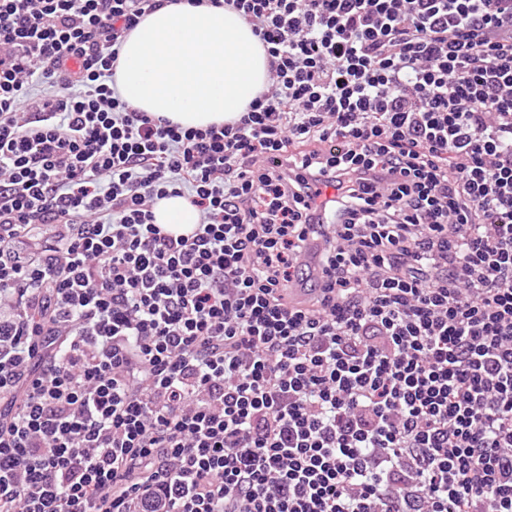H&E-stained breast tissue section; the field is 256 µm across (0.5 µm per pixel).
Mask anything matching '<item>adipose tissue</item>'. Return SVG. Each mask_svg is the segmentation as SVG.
I'll list each match as a JSON object with an SVG mask.
<instances>
[{"mask_svg": "<svg viewBox=\"0 0 512 512\" xmlns=\"http://www.w3.org/2000/svg\"><path fill=\"white\" fill-rule=\"evenodd\" d=\"M268 79L264 48L242 16L186 0L143 17L122 45L115 74L119 94L134 108L194 128L239 118ZM154 216L177 234L198 222L180 196L159 200Z\"/></svg>", "mask_w": 512, "mask_h": 512, "instance_id": "obj_1", "label": "adipose tissue"}]
</instances>
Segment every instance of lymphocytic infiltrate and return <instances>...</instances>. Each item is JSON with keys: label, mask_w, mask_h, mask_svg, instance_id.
Masks as SVG:
<instances>
[{"label": "lymphocytic infiltrate", "mask_w": 512, "mask_h": 512, "mask_svg": "<svg viewBox=\"0 0 512 512\" xmlns=\"http://www.w3.org/2000/svg\"><path fill=\"white\" fill-rule=\"evenodd\" d=\"M168 2L0 0V512H512V0H188L205 128L114 83ZM115 83L134 108L201 128L233 121L268 84L264 48L229 6L168 4L126 37ZM155 223L173 233H184L198 223V213L187 199L172 196L161 199L154 209Z\"/></svg>", "instance_id": "obj_1"}]
</instances>
